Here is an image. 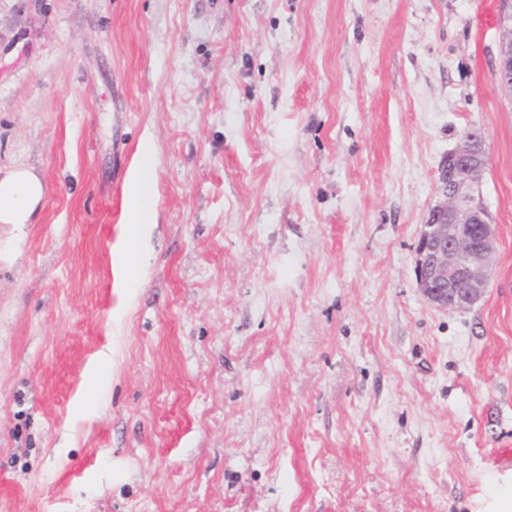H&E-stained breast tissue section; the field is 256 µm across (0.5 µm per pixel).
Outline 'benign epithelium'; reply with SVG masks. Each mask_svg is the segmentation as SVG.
Listing matches in <instances>:
<instances>
[{
    "mask_svg": "<svg viewBox=\"0 0 512 512\" xmlns=\"http://www.w3.org/2000/svg\"><path fill=\"white\" fill-rule=\"evenodd\" d=\"M496 26L497 82L512 91V0H499ZM487 166L484 134L468 127L440 167L438 200L415 251L417 287L438 309L469 308L488 288L496 230L480 192Z\"/></svg>",
    "mask_w": 512,
    "mask_h": 512,
    "instance_id": "7a95c632",
    "label": "benign epithelium"
}]
</instances>
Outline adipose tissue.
I'll return each mask as SVG.
<instances>
[{"mask_svg": "<svg viewBox=\"0 0 512 512\" xmlns=\"http://www.w3.org/2000/svg\"><path fill=\"white\" fill-rule=\"evenodd\" d=\"M154 161L150 146H142L127 185L125 222L128 244L120 254V264L132 270L142 267L145 256L139 242L146 224L152 223ZM45 187L31 170L14 167L0 173V224L29 223L44 198Z\"/></svg>", "mask_w": 512, "mask_h": 512, "instance_id": "1", "label": "adipose tissue"}]
</instances>
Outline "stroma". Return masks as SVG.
<instances>
[{"instance_id": "stroma-1", "label": "stroma", "mask_w": 512, "mask_h": 512, "mask_svg": "<svg viewBox=\"0 0 512 512\" xmlns=\"http://www.w3.org/2000/svg\"><path fill=\"white\" fill-rule=\"evenodd\" d=\"M497 0H0V512H512ZM480 128L485 295L415 249ZM148 259L120 275L130 169ZM154 161L152 149L144 144L130 174L127 185L125 222L128 228V245L120 253L119 264L128 270L140 268L145 263L139 242L144 225L153 224L151 199L153 194ZM41 179L23 167L7 169L0 176V224H27L44 198Z\"/></svg>"}]
</instances>
